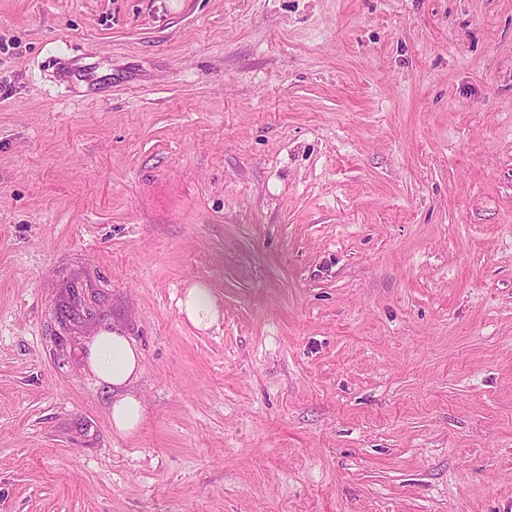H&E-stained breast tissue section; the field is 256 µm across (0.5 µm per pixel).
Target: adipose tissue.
Masks as SVG:
<instances>
[{"mask_svg":"<svg viewBox=\"0 0 512 512\" xmlns=\"http://www.w3.org/2000/svg\"><path fill=\"white\" fill-rule=\"evenodd\" d=\"M181 313L196 328L218 325L220 312L208 286L195 283L179 301ZM85 365L112 393L110 420L114 432L126 437L140 427L144 416L141 398L131 385L143 372V358L135 343L119 329L102 330L87 339Z\"/></svg>","mask_w":512,"mask_h":512,"instance_id":"obj_1","label":"adipose tissue"}]
</instances>
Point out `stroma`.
<instances>
[{"label":"stroma","instance_id":"35a3bbf8","mask_svg":"<svg viewBox=\"0 0 512 512\" xmlns=\"http://www.w3.org/2000/svg\"><path fill=\"white\" fill-rule=\"evenodd\" d=\"M0 512H512V0H0ZM179 307L185 318L198 329L207 330L219 324V309L209 287L203 283L190 285L179 300ZM85 348V366L112 392L110 420L114 432L122 437L134 434L143 420L144 406L130 386L143 372L142 354L117 328L99 331L87 339Z\"/></svg>","mask_w":512,"mask_h":512}]
</instances>
